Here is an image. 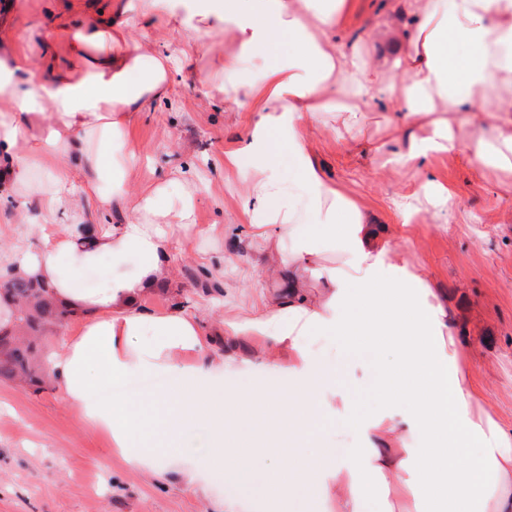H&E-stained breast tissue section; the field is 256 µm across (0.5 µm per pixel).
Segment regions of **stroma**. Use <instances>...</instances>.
Returning <instances> with one entry per match:
<instances>
[{"label": "stroma", "mask_w": 512, "mask_h": 512, "mask_svg": "<svg viewBox=\"0 0 512 512\" xmlns=\"http://www.w3.org/2000/svg\"><path fill=\"white\" fill-rule=\"evenodd\" d=\"M53 0H0V24L17 36L45 30ZM246 116L206 103L190 73L176 75L170 97L141 116L134 142L140 151L130 178L134 190L174 170L193 167L205 187L197 196L198 223L209 233L190 253L174 251L165 289L149 295L151 308L211 302L209 331L222 344L224 320L251 314L258 288L279 282L263 275L262 245L235 224L239 181L224 168V147ZM328 175L348 195L370 206L377 223L399 224L391 199L414 187L412 170L392 171L366 152L345 153L336 139L318 148ZM468 223L434 224L419 214L392 246L433 288L456 321L458 351L469 363L481 402L504 430L512 429V169L475 172L452 157L434 162ZM37 216L35 201L0 198V250L12 243L40 245L53 224H19L18 208ZM211 477L206 495L168 476L130 468L110 453L103 434L80 419L52 380L30 386L0 383V512H214L232 496Z\"/></svg>", "instance_id": "1"}]
</instances>
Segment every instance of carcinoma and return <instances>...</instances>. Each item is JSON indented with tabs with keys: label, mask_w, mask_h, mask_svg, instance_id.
I'll use <instances>...</instances> for the list:
<instances>
[{
	"label": "carcinoma",
	"mask_w": 512,
	"mask_h": 512,
	"mask_svg": "<svg viewBox=\"0 0 512 512\" xmlns=\"http://www.w3.org/2000/svg\"><path fill=\"white\" fill-rule=\"evenodd\" d=\"M14 304L12 320L0 326V381L36 382L45 373L40 340L66 323L72 313L56 306L48 290L23 276H15L0 290Z\"/></svg>",
	"instance_id": "obj_1"
}]
</instances>
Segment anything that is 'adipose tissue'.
Masks as SVG:
<instances>
[{"label":"adipose tissue","mask_w":512,"mask_h":512,"mask_svg":"<svg viewBox=\"0 0 512 512\" xmlns=\"http://www.w3.org/2000/svg\"><path fill=\"white\" fill-rule=\"evenodd\" d=\"M79 22L56 17L27 41L0 28V192L36 198L43 223L61 207L70 222L38 248L0 254L9 275L50 288L79 323L49 359L81 418L105 431L134 469L170 473L184 489L222 476L249 490L263 512H512V431L476 413L480 393L454 347L457 326L420 274L392 261V228L330 178L317 158L324 130L352 149L384 155L421 176L393 200L402 220L430 207L441 218L453 194L429 174L445 154L477 169L512 167V0H395L376 47L341 34L362 0H107ZM182 32L177 54L138 36ZM227 37L211 55L206 39ZM184 62L204 98L247 120L224 148L241 181L237 221L265 246L276 291L253 317L224 323V341H250L281 377L241 390L224 381L237 356L218 354L204 310H152L173 251L193 252L200 187L185 172L132 191L131 133L168 98ZM388 130L367 142L370 113ZM477 121L464 137L459 122ZM81 185H74L75 173ZM77 195H70V187ZM127 210L119 224H89L85 201ZM133 273H123L128 262ZM342 335L373 355L380 409L358 416L336 367L312 336ZM162 379L141 388L140 380ZM342 413L364 447L336 457L309 448L316 421Z\"/></svg>","instance_id":"ef3b65f1"}]
</instances>
